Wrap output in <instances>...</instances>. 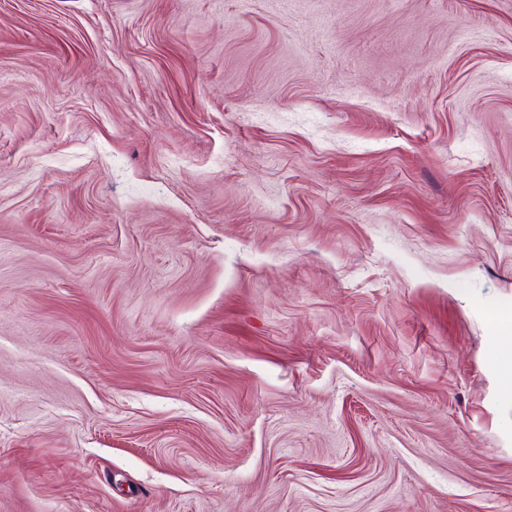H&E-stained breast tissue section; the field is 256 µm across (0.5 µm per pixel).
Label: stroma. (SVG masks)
I'll use <instances>...</instances> for the list:
<instances>
[{
	"label": "stroma",
	"mask_w": 512,
	"mask_h": 512,
	"mask_svg": "<svg viewBox=\"0 0 512 512\" xmlns=\"http://www.w3.org/2000/svg\"><path fill=\"white\" fill-rule=\"evenodd\" d=\"M512 0H0V512H512Z\"/></svg>",
	"instance_id": "obj_1"
}]
</instances>
